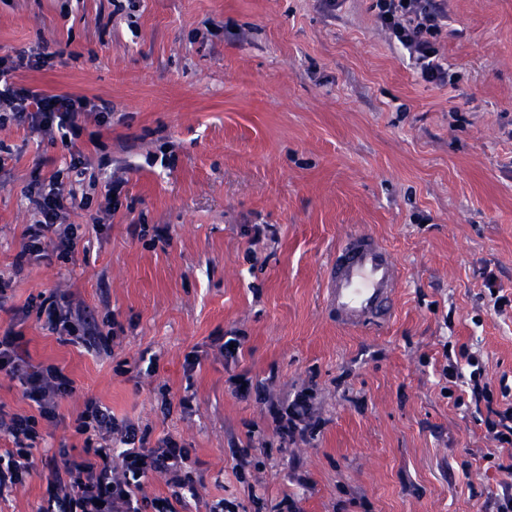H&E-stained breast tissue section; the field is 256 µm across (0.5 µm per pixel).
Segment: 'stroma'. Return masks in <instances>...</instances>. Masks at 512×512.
<instances>
[{
  "instance_id": "obj_1",
  "label": "stroma",
  "mask_w": 512,
  "mask_h": 512,
  "mask_svg": "<svg viewBox=\"0 0 512 512\" xmlns=\"http://www.w3.org/2000/svg\"><path fill=\"white\" fill-rule=\"evenodd\" d=\"M442 63L424 82L382 30L374 0H0V56L51 55L25 84L112 108L76 140L95 174L66 221L70 257L14 267L33 173L71 148L13 122L0 142V330L76 387L38 421L36 474L0 512H40L57 448L84 456L87 400L148 445L191 450L206 512H485L504 476L473 403L441 369L476 352L493 392L512 391V0H446ZM121 180L118 200L108 198ZM263 228L255 237V228ZM369 231L401 272L394 313L365 329L323 303L324 267ZM68 294L108 343L44 327L40 295ZM236 338L220 352L213 340ZM199 356L185 372L189 353ZM312 425L281 439L298 400ZM246 466H239V459Z\"/></svg>"
}]
</instances>
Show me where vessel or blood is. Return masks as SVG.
Instances as JSON below:
<instances>
[{
	"label": "vessel or blood",
	"instance_id": "b4317fda",
	"mask_svg": "<svg viewBox=\"0 0 512 512\" xmlns=\"http://www.w3.org/2000/svg\"><path fill=\"white\" fill-rule=\"evenodd\" d=\"M398 284L395 259L370 232L347 236L325 267V303L338 322L351 327L376 325L393 314Z\"/></svg>",
	"mask_w": 512,
	"mask_h": 512
}]
</instances>
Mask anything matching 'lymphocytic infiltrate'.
I'll use <instances>...</instances> for the list:
<instances>
[{
  "instance_id": "lymphocytic-infiltrate-1",
  "label": "lymphocytic infiltrate",
  "mask_w": 512,
  "mask_h": 512,
  "mask_svg": "<svg viewBox=\"0 0 512 512\" xmlns=\"http://www.w3.org/2000/svg\"><path fill=\"white\" fill-rule=\"evenodd\" d=\"M377 18L391 41L408 54L420 78L430 84L445 85L452 77L440 61L439 37L448 14L439 0H376ZM50 57L43 53L22 51L0 58V109L16 122L35 127L45 134L68 141L80 126L92 122L103 126L110 122L112 110L83 96L69 93L51 94L23 84L19 76L25 71L49 66ZM26 197L36 215L27 225L23 245L14 267L23 269L32 259L46 255L47 247L63 252L75 251L80 236L77 225L67 223L68 211L86 208L87 198L65 190L59 174L48 180L33 178ZM45 322L57 332L84 331L79 308L67 295L45 298L39 305ZM22 337L8 330L0 335V372L18 379L22 396L37 409L36 415L0 412V432L7 435L14 448L8 453L6 466H0V493L18 483L22 475L32 473L35 459L33 443L38 420L57 421L59 402L75 391L73 380L59 367L31 364L21 347ZM77 433L100 444L81 460H73L68 449H60L62 468L48 478L50 486L45 512H177V503L185 497H198V489L189 475L190 450L169 438L156 447L148 446L133 425L119 424L108 408L88 401L75 420ZM120 432L123 448L113 452L109 439ZM164 477L173 489L171 498L163 500L143 496L148 477Z\"/></svg>"
}]
</instances>
